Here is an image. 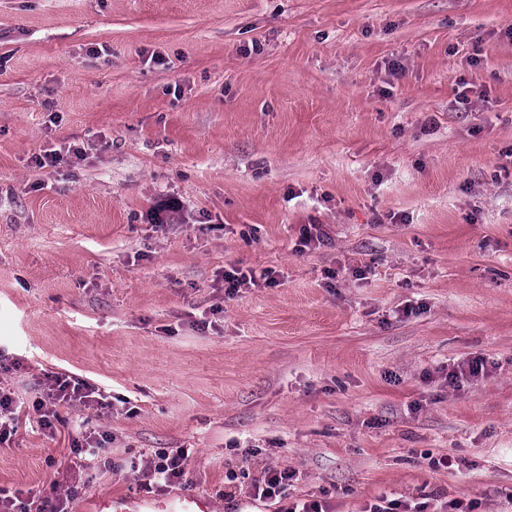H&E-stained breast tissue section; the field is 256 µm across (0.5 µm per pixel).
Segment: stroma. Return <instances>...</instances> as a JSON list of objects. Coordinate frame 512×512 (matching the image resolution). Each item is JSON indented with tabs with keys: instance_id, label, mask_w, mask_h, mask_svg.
I'll use <instances>...</instances> for the list:
<instances>
[{
	"instance_id": "35a3bbf8",
	"label": "stroma",
	"mask_w": 512,
	"mask_h": 512,
	"mask_svg": "<svg viewBox=\"0 0 512 512\" xmlns=\"http://www.w3.org/2000/svg\"><path fill=\"white\" fill-rule=\"evenodd\" d=\"M511 28L512 0H0V384L112 403L20 415L0 492L90 512L188 448L172 492L221 512L268 467L331 512H512ZM230 267L278 283L228 298ZM183 202L174 195L161 197L149 210V221L156 226L169 224L171 217L183 210ZM321 224H305L300 231V251L319 247L329 240V234ZM48 386L47 400L37 401L32 409L37 414L38 424L50 434H54L59 421L55 407L61 403H79L83 406L97 405V409H109L112 404L105 402L100 390L85 379L75 375H54ZM79 435L72 440L70 448L73 457L80 463L86 460V455L99 457L107 452L108 439L106 435L98 433L96 436L94 432H90L88 435L81 432Z\"/></svg>"
}]
</instances>
